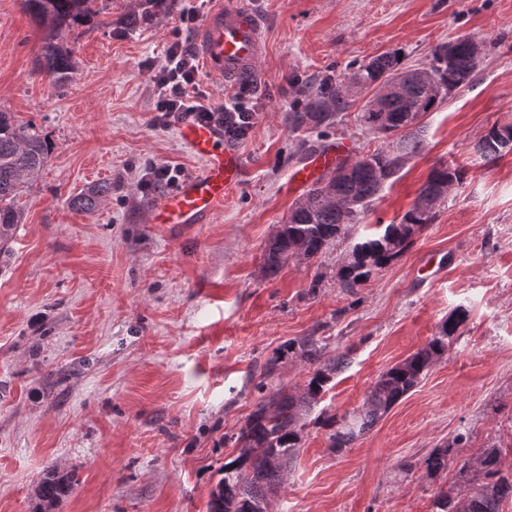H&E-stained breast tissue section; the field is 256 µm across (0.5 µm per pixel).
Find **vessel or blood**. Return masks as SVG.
I'll list each match as a JSON object with an SVG mask.
<instances>
[{
	"label": "vessel or blood",
	"instance_id": "1",
	"mask_svg": "<svg viewBox=\"0 0 512 512\" xmlns=\"http://www.w3.org/2000/svg\"><path fill=\"white\" fill-rule=\"evenodd\" d=\"M204 73L231 85L263 77L260 66L267 51L263 21L247 0H212L195 38ZM179 134L202 166L152 206V224H206L223 209L224 196L240 183L243 156L224 137L223 127L196 121L183 122ZM353 153L349 143L339 142L314 157L311 166L292 170L288 183L300 190L318 175Z\"/></svg>",
	"mask_w": 512,
	"mask_h": 512
}]
</instances>
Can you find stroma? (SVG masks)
Returning <instances> with one entry per match:
<instances>
[{
    "instance_id": "obj_1",
    "label": "stroma",
    "mask_w": 512,
    "mask_h": 512,
    "mask_svg": "<svg viewBox=\"0 0 512 512\" xmlns=\"http://www.w3.org/2000/svg\"><path fill=\"white\" fill-rule=\"evenodd\" d=\"M211 0H89L90 21L63 45L73 70L60 85L38 63L48 31L22 0H0V110L51 145L21 199L24 221L0 251V512H32L40 478L74 472L55 512H207L238 450L236 433L261 393L266 360L284 341L325 337L345 356L316 406L345 413L388 366L457 310L467 317L448 353L349 447L330 448L315 415L270 512H434L456 465L427 474L425 458L457 433L459 458L496 443L512 473V152L484 161L475 144L512 122V0H252L264 17L266 80L240 141L241 186L207 224H149L159 194L146 164L199 159L178 126H155V69L175 44L193 48L185 9ZM483 43L472 82L420 119L422 149L363 219L316 260L273 275L263 250L300 194L291 170L326 142L356 152L383 140L355 111L324 133L292 130L299 88L351 64L398 52L424 67L439 44ZM466 178L396 261L348 295L337 269L375 225L399 222L430 171ZM108 184L91 212L70 199Z\"/></svg>"
}]
</instances>
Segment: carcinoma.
<instances>
[{
  "label": "carcinoma",
  "mask_w": 512,
  "mask_h": 512,
  "mask_svg": "<svg viewBox=\"0 0 512 512\" xmlns=\"http://www.w3.org/2000/svg\"><path fill=\"white\" fill-rule=\"evenodd\" d=\"M88 0H23V7L49 36L40 61V71L55 82H62L72 68L71 52L58 42L63 30L89 19ZM463 36L437 45L431 59L421 69H401L395 53L377 56L358 65L352 82L346 84L327 77L299 91L289 121L293 129L306 125L314 113L312 128H328L335 117L353 106L355 92L372 91L357 118L361 127L384 139V145L371 153L360 154L351 162L348 175L334 183L337 201L328 188L315 183L302 201L295 204L280 230L265 248V266L274 274L290 260L312 261L344 233L348 224L357 223L370 209L385 183L416 153L422 140L420 117L431 112L452 92L466 87L477 70L472 44ZM512 140V124L493 125L484 135L481 157L494 161L502 156L504 138ZM50 143L30 124L16 122L11 113L0 111V239L21 223L22 212L16 199L46 162ZM461 167L433 170L421 187L414 205L398 223L379 224L362 241L355 243L338 270L340 285L354 294L372 277L401 257L413 243L411 226L426 227L439 203L447 198L449 186L463 183ZM108 188L96 186L80 192L70 204L80 210L97 208ZM465 313L459 311L441 321L437 331L416 352L384 370L370 389L361 410L341 416L321 412L317 423L327 431L330 447L346 448L369 431L397 402L418 385L432 364L442 359L454 340ZM326 343L319 336L290 339L276 349L265 363V377L273 375L280 362L300 358L316 365L302 392L289 394L283 388L269 391L255 405L239 431L224 437L239 448L238 454L224 463L221 477L210 493L207 512H256L283 483L288 465L297 455L303 440L302 420L318 404L336 371L345 364L340 356L322 360ZM468 434H457L450 443L436 448L424 460L426 472L448 468L464 447ZM460 492L450 487L437 492L436 512H501V505L512 498V473L502 470V452L489 445L475 458V465L458 469ZM73 477L54 470L38 483L40 500L36 512H52L73 487Z\"/></svg>",
  "instance_id": "cac0c4a2"
}]
</instances>
